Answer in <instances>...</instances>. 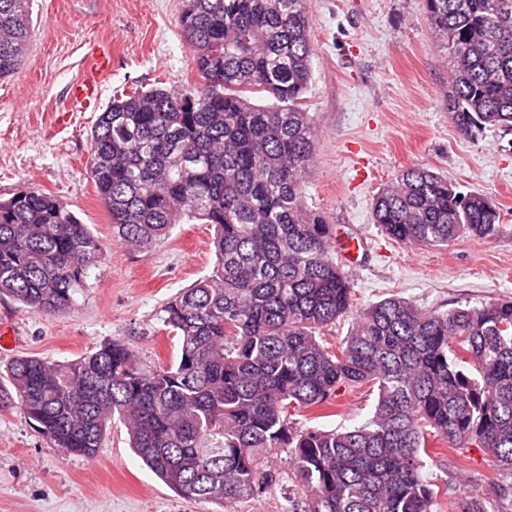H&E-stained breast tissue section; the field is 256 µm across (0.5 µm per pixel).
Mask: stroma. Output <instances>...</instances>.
<instances>
[{"label": "stroma", "mask_w": 512, "mask_h": 512, "mask_svg": "<svg viewBox=\"0 0 512 512\" xmlns=\"http://www.w3.org/2000/svg\"><path fill=\"white\" fill-rule=\"evenodd\" d=\"M181 8L182 0H34L27 54L17 73L0 80V198L53 194L90 225L106 253L69 312L40 316L0 299V323L12 332L0 347L1 368L24 355L73 360L107 339L126 342L154 367L173 362L178 343L163 326V309L212 269L213 230L177 225L145 254L113 238L88 169L87 138L115 91L160 82L178 90L196 81ZM310 14L314 55L303 103L316 141L307 203L366 241L360 265L348 270L355 307L396 295L444 312L512 297V135L458 131L446 103L448 59L425 0H311ZM95 46L111 48L112 69L98 103L75 111L68 89L89 70ZM412 168L491 197L502 213L498 234L445 247L389 239L373 221V199ZM375 400L363 386L293 418L302 428H352L369 419ZM429 447L425 475L447 487L442 512H453L464 491L488 493L503 480L483 449L452 453L438 439ZM268 460L273 480L257 498L195 502L143 465L122 425H112L97 456L86 459L52 447L20 409H0V512H303L287 451Z\"/></svg>", "instance_id": "1"}]
</instances>
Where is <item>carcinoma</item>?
Returning a JSON list of instances; mask_svg holds the SVG:
<instances>
[{
  "label": "carcinoma",
  "instance_id": "carcinoma-1",
  "mask_svg": "<svg viewBox=\"0 0 512 512\" xmlns=\"http://www.w3.org/2000/svg\"><path fill=\"white\" fill-rule=\"evenodd\" d=\"M448 57V112L463 133L512 132V0H426ZM32 0H0V79L20 68ZM179 24L199 81L115 95L89 135L87 164L118 238L147 253L178 224H209L216 261L181 289L162 322L178 340L166 368L121 340L75 360L20 356L0 383L53 446L92 458L112 421L178 496L218 505L272 482L285 448L304 512H438L424 476L429 439L475 445L512 476V297L446 312L402 297L353 310L331 256L333 226L305 201L315 126L309 0H183ZM374 223L402 244L489 238L486 195L406 169L378 193ZM104 242L50 193L0 199V297L39 315L75 304ZM354 314L332 351L323 329ZM377 397L354 428L300 429L292 411L341 388ZM459 512H512V483L467 492Z\"/></svg>",
  "mask_w": 512,
  "mask_h": 512
}]
</instances>
